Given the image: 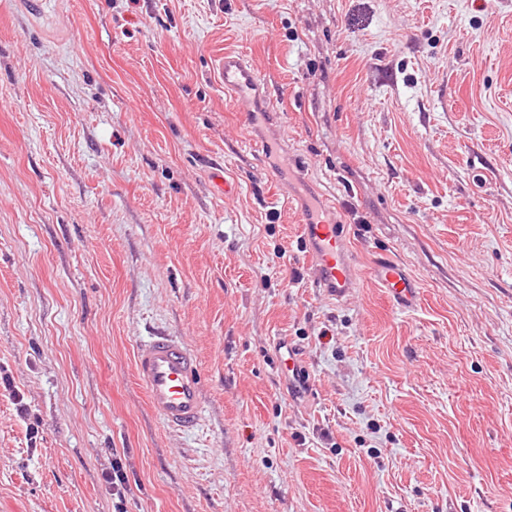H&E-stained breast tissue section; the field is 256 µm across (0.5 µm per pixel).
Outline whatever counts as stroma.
<instances>
[{"instance_id":"1","label":"stroma","mask_w":512,"mask_h":512,"mask_svg":"<svg viewBox=\"0 0 512 512\" xmlns=\"http://www.w3.org/2000/svg\"><path fill=\"white\" fill-rule=\"evenodd\" d=\"M152 336L198 358L195 430L147 405ZM1 375L0 512H115L117 458L126 512H512V0H0ZM217 77L224 84V92L230 94L240 112L246 116L260 106V81L250 66L239 55L224 53L217 65ZM301 224L302 238L319 283L330 289L336 299H342L357 283L344 227L324 224L310 206L301 210ZM370 275L384 289L389 300L401 310L410 311L417 306V281L398 261L380 258L372 266ZM105 482L109 485L112 491V498L116 501V511L124 512L122 504L126 499L129 492L128 476L124 471L123 465L120 461L116 460L112 464V472H107L104 475Z\"/></svg>"}]
</instances>
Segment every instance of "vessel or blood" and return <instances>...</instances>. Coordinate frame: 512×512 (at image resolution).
<instances>
[{"label":"vessel or blood","mask_w":512,"mask_h":512,"mask_svg":"<svg viewBox=\"0 0 512 512\" xmlns=\"http://www.w3.org/2000/svg\"><path fill=\"white\" fill-rule=\"evenodd\" d=\"M217 77L244 114L260 105V81L244 59L225 54L217 65ZM302 238L316 277L336 298L345 297L357 283L343 226L327 224L310 208L301 212ZM374 282L389 300L404 311L413 310L419 300L417 282L398 261L381 258L370 270ZM135 372L146 391L150 408L171 430L190 431L203 419L199 365L193 352L181 341L154 336L140 342L135 354Z\"/></svg>","instance_id":"1"}]
</instances>
